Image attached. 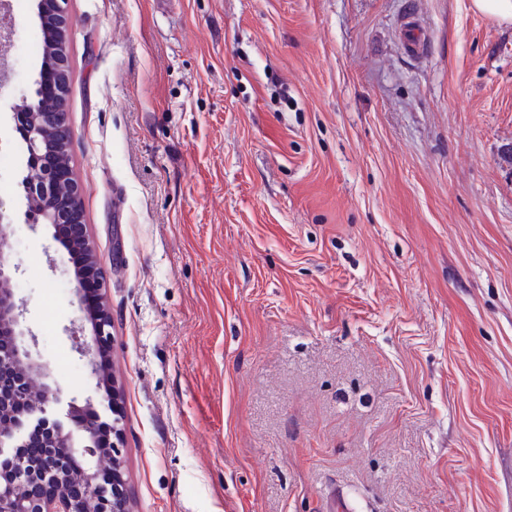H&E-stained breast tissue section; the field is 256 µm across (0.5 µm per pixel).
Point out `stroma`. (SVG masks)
<instances>
[{
	"label": "stroma",
	"mask_w": 512,
	"mask_h": 512,
	"mask_svg": "<svg viewBox=\"0 0 512 512\" xmlns=\"http://www.w3.org/2000/svg\"><path fill=\"white\" fill-rule=\"evenodd\" d=\"M5 248L53 406L119 420L133 512H512V25L471 0H64L70 165L112 315L25 220L11 0ZM425 39L408 41L410 29ZM92 325V326H91ZM90 325L91 342L83 341L80 343L79 350L81 353L92 356L93 363L95 358L96 346L103 345L108 342L111 337L109 328L111 327V318L108 311H102L99 318Z\"/></svg>",
	"instance_id": "stroma-1"
}]
</instances>
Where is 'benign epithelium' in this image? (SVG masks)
Returning a JSON list of instances; mask_svg holds the SVG:
<instances>
[{"label": "benign epithelium", "mask_w": 512, "mask_h": 512, "mask_svg": "<svg viewBox=\"0 0 512 512\" xmlns=\"http://www.w3.org/2000/svg\"><path fill=\"white\" fill-rule=\"evenodd\" d=\"M55 12L40 13L45 33L55 35L47 49L45 71L55 74V87H42L47 95L58 98L51 111L39 110L36 100L21 98L13 106L15 126L23 129L28 151L35 160L36 170L25 180L28 216L45 224H75L76 242L89 247L86 225L83 224L78 184L60 177L64 166L58 151L69 152L72 134L64 99L68 92L69 65L66 51L68 20L63 0H51ZM13 19L8 0H0V71L7 64L6 48L13 34ZM12 264L8 255L0 252V512H129L123 489L113 487L112 493L103 490L104 471L100 461L112 458V473L120 468V449L117 443L104 447L101 443L103 421L99 415L88 413L87 419L70 420V426L47 415V407L56 400L57 390L44 364L25 344L30 334L22 321L23 309L17 305L12 289ZM111 318L103 311L90 326L91 341L80 343L79 350L95 356L96 347L108 342ZM35 416L36 425L49 435L48 451L36 462L28 464L17 455L4 450L24 420ZM80 456L85 460L81 485L83 494L70 491L72 474L67 460ZM55 481L57 491L50 496L37 495L30 484L37 478Z\"/></svg>", "instance_id": "obj_1"}]
</instances>
